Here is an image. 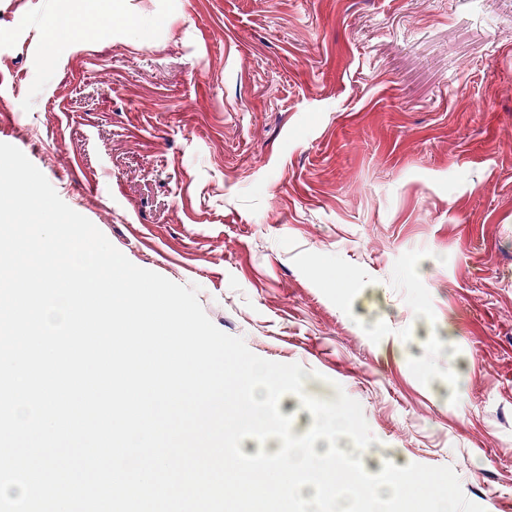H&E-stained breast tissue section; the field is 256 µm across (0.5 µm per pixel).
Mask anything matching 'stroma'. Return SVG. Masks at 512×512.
Wrapping results in <instances>:
<instances>
[{
	"mask_svg": "<svg viewBox=\"0 0 512 512\" xmlns=\"http://www.w3.org/2000/svg\"><path fill=\"white\" fill-rule=\"evenodd\" d=\"M0 0V142L386 461L512 512V0ZM330 272L319 279L317 270ZM346 276L350 287H337Z\"/></svg>",
	"mask_w": 512,
	"mask_h": 512,
	"instance_id": "1",
	"label": "stroma"
}]
</instances>
